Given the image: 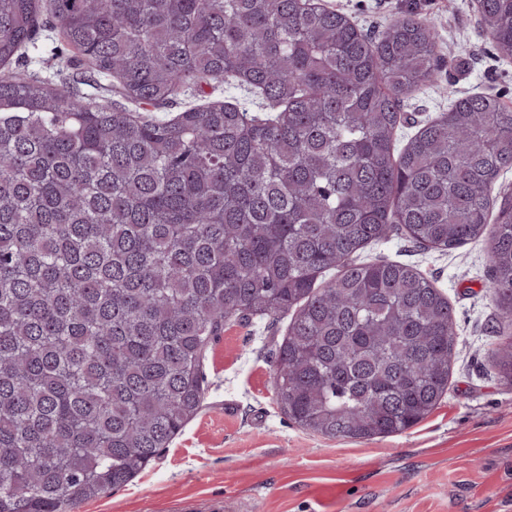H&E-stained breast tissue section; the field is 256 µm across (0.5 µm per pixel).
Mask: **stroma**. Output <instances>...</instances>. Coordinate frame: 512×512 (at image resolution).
<instances>
[{
  "mask_svg": "<svg viewBox=\"0 0 512 512\" xmlns=\"http://www.w3.org/2000/svg\"><path fill=\"white\" fill-rule=\"evenodd\" d=\"M320 2L364 31H383L409 11L433 21L443 69L406 100L399 143L461 97L491 94L512 107V62L498 58L474 0ZM19 69L71 82L86 97H111L118 87L73 65L51 26L25 48ZM360 256L415 266L455 310L460 342L450 388L424 421L370 441L304 431L272 387L287 318L231 320L208 349L200 413L135 479L88 500L81 512H181L186 502L210 512L215 500L224 512H512V386L492 363L499 312L484 292L486 241L422 250L398 234Z\"/></svg>",
  "mask_w": 512,
  "mask_h": 512,
  "instance_id": "35a3bbf8",
  "label": "stroma"
}]
</instances>
